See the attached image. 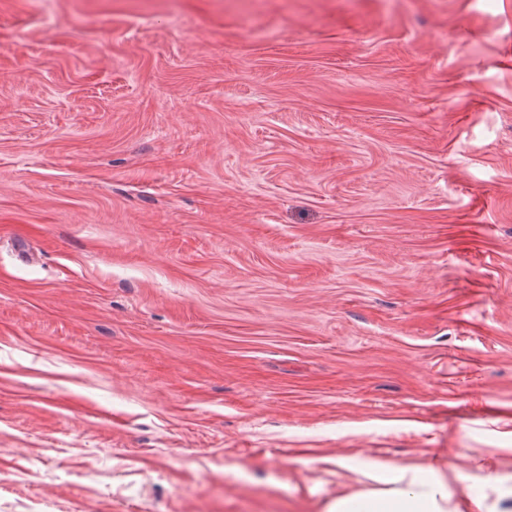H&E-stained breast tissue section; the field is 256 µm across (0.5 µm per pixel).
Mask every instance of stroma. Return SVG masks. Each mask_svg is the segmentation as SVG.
I'll return each instance as SVG.
<instances>
[{
  "instance_id": "35a3bbf8",
  "label": "stroma",
  "mask_w": 512,
  "mask_h": 512,
  "mask_svg": "<svg viewBox=\"0 0 512 512\" xmlns=\"http://www.w3.org/2000/svg\"><path fill=\"white\" fill-rule=\"evenodd\" d=\"M512 512V0H0V512ZM404 471H396L385 481L402 484ZM404 487L370 492L336 500L329 512H446L448 485L432 471H419Z\"/></svg>"
}]
</instances>
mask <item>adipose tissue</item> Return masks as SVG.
Wrapping results in <instances>:
<instances>
[{
  "instance_id": "ef3b65f1",
  "label": "adipose tissue",
  "mask_w": 512,
  "mask_h": 512,
  "mask_svg": "<svg viewBox=\"0 0 512 512\" xmlns=\"http://www.w3.org/2000/svg\"><path fill=\"white\" fill-rule=\"evenodd\" d=\"M390 489L337 499L329 512H446L448 486L430 471L394 472Z\"/></svg>"
}]
</instances>
